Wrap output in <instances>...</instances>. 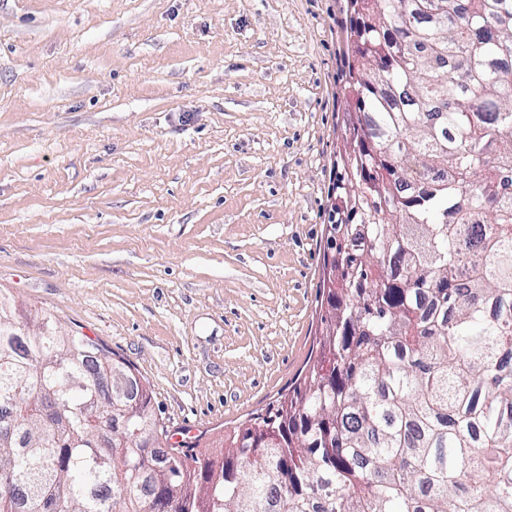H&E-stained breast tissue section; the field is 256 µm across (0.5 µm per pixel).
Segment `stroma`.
I'll use <instances>...</instances> for the list:
<instances>
[{"label": "stroma", "mask_w": 512, "mask_h": 512, "mask_svg": "<svg viewBox=\"0 0 512 512\" xmlns=\"http://www.w3.org/2000/svg\"><path fill=\"white\" fill-rule=\"evenodd\" d=\"M348 0H0V293L210 454L322 328Z\"/></svg>", "instance_id": "1"}]
</instances>
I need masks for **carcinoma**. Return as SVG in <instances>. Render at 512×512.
I'll return each mask as SVG.
<instances>
[{
  "instance_id": "obj_1",
  "label": "carcinoma",
  "mask_w": 512,
  "mask_h": 512,
  "mask_svg": "<svg viewBox=\"0 0 512 512\" xmlns=\"http://www.w3.org/2000/svg\"><path fill=\"white\" fill-rule=\"evenodd\" d=\"M350 7L337 286L304 377L202 459L132 363L0 296V512H512V0ZM463 235L487 263L461 283Z\"/></svg>"
}]
</instances>
